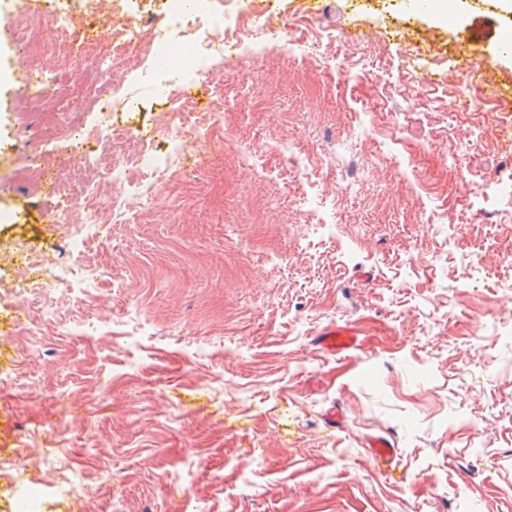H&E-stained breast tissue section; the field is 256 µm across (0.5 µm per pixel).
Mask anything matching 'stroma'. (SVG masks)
Wrapping results in <instances>:
<instances>
[{"mask_svg":"<svg viewBox=\"0 0 512 512\" xmlns=\"http://www.w3.org/2000/svg\"><path fill=\"white\" fill-rule=\"evenodd\" d=\"M394 3L271 0L255 53L187 84L203 113L224 81L206 161L154 72L114 61L113 124L190 170L126 224H52L0 112V512H512V107L448 114L483 62L512 85V12ZM22 250L69 280L30 291ZM331 323L358 349L318 350ZM201 121L194 119L188 120L185 117L184 122H178L176 126L171 131V137H175L179 142L180 146H187L188 143H195L204 137L201 136ZM190 136L188 139H184L187 136ZM365 446L368 448L377 470L381 474L391 475L390 470H395L393 442L384 435H373L367 439Z\"/></svg>","mask_w":512,"mask_h":512,"instance_id":"35a3bbf8","label":"stroma"}]
</instances>
